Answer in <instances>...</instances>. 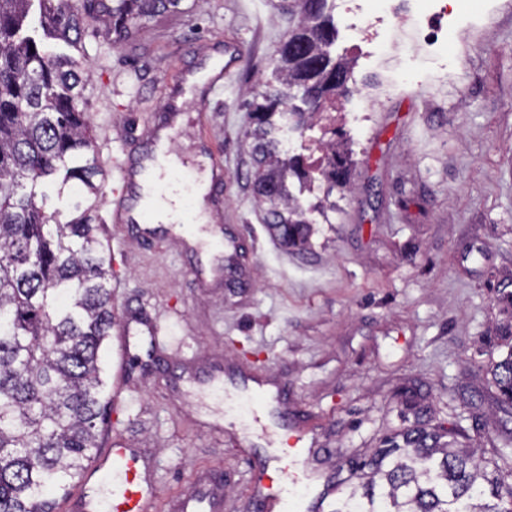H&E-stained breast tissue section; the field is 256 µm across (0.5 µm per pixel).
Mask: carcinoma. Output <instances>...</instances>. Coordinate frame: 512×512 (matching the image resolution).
<instances>
[{
  "label": "carcinoma",
  "mask_w": 512,
  "mask_h": 512,
  "mask_svg": "<svg viewBox=\"0 0 512 512\" xmlns=\"http://www.w3.org/2000/svg\"><path fill=\"white\" fill-rule=\"evenodd\" d=\"M168 0H113L112 26L150 17ZM297 25L277 49L279 87L252 102L244 137L252 159L256 202L269 232L287 249L310 246L313 213L336 209L334 189L348 188L347 159L317 166L283 157L275 132L288 117L303 135L325 103L346 90L351 62L336 54L338 30L329 0H289ZM82 14L73 0H0V512H53L51 491H67L99 448L111 398L101 360L117 320L110 261L101 225L81 215L67 222L38 201V187L57 195L76 180L90 191L99 175L85 118L91 79L81 44ZM61 42L77 55L54 54ZM325 185L304 204L290 190ZM506 351L490 362L496 406L512 408V324ZM403 405L415 424L380 440L348 469L362 482L332 512H512V430L490 457L457 443L460 429L431 425L417 393Z\"/></svg>",
  "instance_id": "obj_1"
}]
</instances>
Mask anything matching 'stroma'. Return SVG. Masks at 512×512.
I'll list each match as a JSON object with an SVG mask.
<instances>
[{
  "label": "stroma",
  "mask_w": 512,
  "mask_h": 512,
  "mask_svg": "<svg viewBox=\"0 0 512 512\" xmlns=\"http://www.w3.org/2000/svg\"><path fill=\"white\" fill-rule=\"evenodd\" d=\"M107 18V4L92 0L82 36L102 169L147 132L180 69L219 41L242 48L208 107L188 104L176 142L190 153L205 134L220 155L224 194L210 214L242 243L233 273L197 279L191 254L165 232L146 243L112 224L113 181L99 195L121 321L150 320L163 338L132 336L126 387L99 442L120 439L150 457L157 512H173L207 476L221 512H247L257 457L278 483L312 469L335 478L406 427L404 387L434 423L459 427L462 442L487 448L512 429V414L484 400L505 320L496 298L512 290V0L449 39L450 77L391 86L401 58L418 52L405 26L386 34L377 63H356L347 88L374 107L337 115L355 188L334 190L336 209L302 257L264 227L243 137L249 91L270 78L295 18L271 0H179L122 35ZM241 372L285 386L303 440L286 437L278 402H268L265 427L253 423ZM284 447L293 454L282 473Z\"/></svg>",
  "instance_id": "stroma-1"
}]
</instances>
